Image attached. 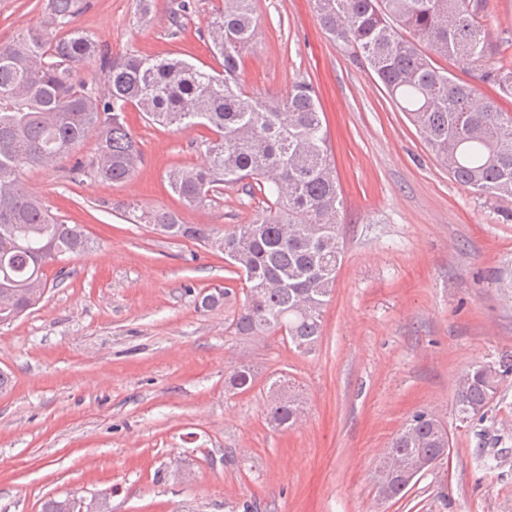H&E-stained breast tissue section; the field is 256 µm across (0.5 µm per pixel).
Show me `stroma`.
I'll list each match as a JSON object with an SVG mask.
<instances>
[{
  "instance_id": "obj_1",
  "label": "stroma",
  "mask_w": 512,
  "mask_h": 512,
  "mask_svg": "<svg viewBox=\"0 0 512 512\" xmlns=\"http://www.w3.org/2000/svg\"><path fill=\"white\" fill-rule=\"evenodd\" d=\"M83 0L77 23L113 58L173 55L217 66L207 22L218 0ZM45 0H0V39L39 25ZM259 29L240 81L262 93L294 80L316 90L343 194L344 257L303 354L281 335L236 336L243 296L223 255L133 223L135 203L186 224L228 228L261 206L242 187L184 208L167 185L203 161L201 126L178 132L128 121L142 161L131 179L70 181L66 164L28 170L24 188L79 224L92 252L45 268L42 302L0 325V512H41L51 497L106 496L109 512H512V376L484 421L455 411L460 375L512 356V201L458 185L381 83L320 27L313 0H256ZM484 24L512 61V0H490ZM234 288L204 311L200 293ZM247 364L253 389L230 396L224 375ZM298 385L304 419L265 420L266 385ZM428 411L450 453L401 497L384 500L372 474L396 433ZM498 466H484L487 457ZM188 473L190 481L179 480Z\"/></svg>"
}]
</instances>
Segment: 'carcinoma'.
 I'll return each instance as SVG.
<instances>
[{
	"mask_svg": "<svg viewBox=\"0 0 512 512\" xmlns=\"http://www.w3.org/2000/svg\"><path fill=\"white\" fill-rule=\"evenodd\" d=\"M221 2L208 21L219 71L178 58L112 59L77 26L78 0H48L50 23L0 44V319L14 320L36 307V295L47 288L48 264L93 248L80 225L63 223L25 190L21 175L63 160L94 133L95 154L76 159L70 178H131L142 155L125 116L133 106L173 131L197 125L210 131L199 144L203 163L169 175L185 207L208 206L224 188L239 184L264 199L252 220L225 230L184 224L163 209L136 214L134 222L224 255L244 295L231 323L236 335L279 332L301 352L316 346L343 259L342 198L325 115L305 81L283 94L240 83L242 52L258 33L255 0ZM314 9L322 29L364 61L460 186L488 199H512V114L478 100L474 86L437 64L456 58L481 66L494 54L483 25L488 0H314ZM93 56L103 73L102 92L81 76ZM481 78L512 98V64L493 65ZM233 292L226 287L201 295L200 309ZM510 375L512 359L469 367L456 393L457 414L484 419ZM255 378L250 367L239 365L224 378V390L247 392ZM301 415L298 391L282 380L271 387V425L288 430ZM447 447L448 431L423 411L390 445L393 456L430 458ZM42 512H73L72 499L49 498Z\"/></svg>",
	"mask_w": 512,
	"mask_h": 512,
	"instance_id": "cac0c4a2",
	"label": "carcinoma"
}]
</instances>
